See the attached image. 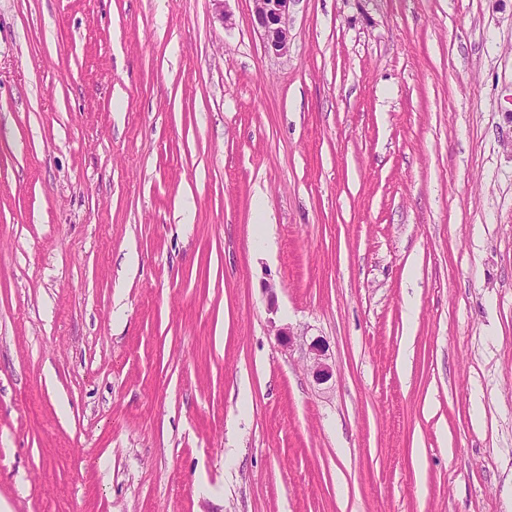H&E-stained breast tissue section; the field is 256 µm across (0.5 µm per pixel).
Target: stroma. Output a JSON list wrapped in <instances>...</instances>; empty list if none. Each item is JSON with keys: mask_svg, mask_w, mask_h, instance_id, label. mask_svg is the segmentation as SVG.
Returning a JSON list of instances; mask_svg holds the SVG:
<instances>
[{"mask_svg": "<svg viewBox=\"0 0 512 512\" xmlns=\"http://www.w3.org/2000/svg\"><path fill=\"white\" fill-rule=\"evenodd\" d=\"M226 10L0 0V503L512 512V0ZM294 0H253L254 22L263 31L265 47L277 55L286 54L290 35L288 16Z\"/></svg>", "mask_w": 512, "mask_h": 512, "instance_id": "35a3bbf8", "label": "stroma"}]
</instances>
